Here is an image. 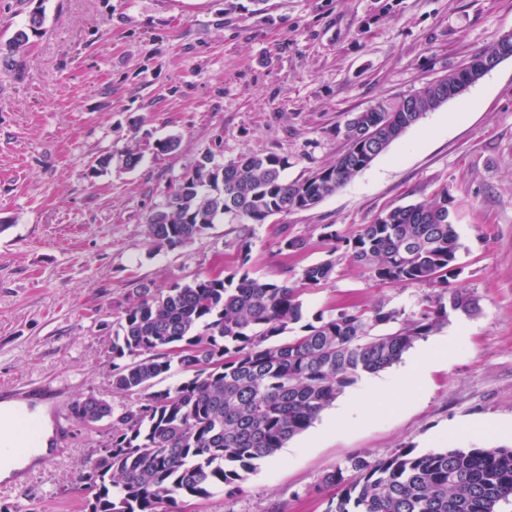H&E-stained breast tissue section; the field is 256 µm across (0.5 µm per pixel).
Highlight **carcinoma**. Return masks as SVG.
Here are the masks:
<instances>
[{"mask_svg": "<svg viewBox=\"0 0 512 512\" xmlns=\"http://www.w3.org/2000/svg\"><path fill=\"white\" fill-rule=\"evenodd\" d=\"M43 23L34 14L14 33L5 66L17 64ZM434 94L426 88L410 101H384L387 112L356 113L337 130L346 148L303 179L286 180L287 161L274 153L224 164L203 156L179 180L180 192L148 215L149 241L176 249L226 216L263 224L316 206L434 109ZM408 105L424 111H403ZM115 159L134 169L142 156L126 148L100 158L96 171ZM449 206L444 190L390 209L352 236L325 225L328 258L292 285L247 271L177 281L164 291L134 283L112 336V390L135 397L133 404L118 412L89 395L71 406L77 421L112 420L108 444L73 478L85 512H181L188 497L235 495L244 474L274 458L358 379L399 362L448 313L476 314L474 295L451 287L461 243ZM339 250L379 283L434 292L410 313L345 306L306 321L301 296L333 278ZM174 367L183 378L157 388ZM315 490L327 494L326 512H498L512 498V448L402 447L375 461L355 456L325 472Z\"/></svg>", "mask_w": 512, "mask_h": 512, "instance_id": "carcinoma-1", "label": "carcinoma"}]
</instances>
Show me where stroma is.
I'll use <instances>...</instances> for the list:
<instances>
[{
    "label": "stroma",
    "mask_w": 512,
    "mask_h": 512,
    "mask_svg": "<svg viewBox=\"0 0 512 512\" xmlns=\"http://www.w3.org/2000/svg\"><path fill=\"white\" fill-rule=\"evenodd\" d=\"M43 10L20 66L0 63V395L37 387L63 408L88 395L115 407L112 327L134 282L227 275L239 265L295 282L345 236L393 207L447 189L461 249L458 283L478 299L469 337L395 409L326 430L334 408L246 475L233 496L183 512H326L318 478L349 458L408 446L512 448V59L426 113L318 205L244 225L224 218L185 247L155 248L146 218L205 153L288 162L286 180L333 162L336 129L380 100L450 74L512 32V0H0V44ZM170 136L180 145L158 153ZM139 151L132 170L100 157ZM305 238L283 251V236ZM249 238L248 256L240 241ZM425 286L381 285L341 258L306 291L305 318L346 303L418 309ZM109 422L73 424L24 489L0 482V512H84L70 480L97 458Z\"/></svg>",
    "instance_id": "35a3bbf8"
}]
</instances>
